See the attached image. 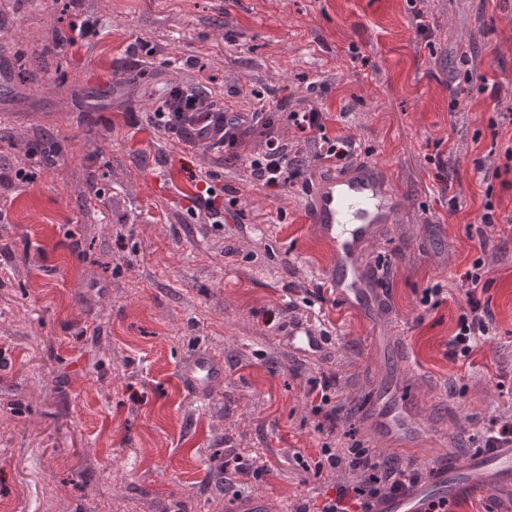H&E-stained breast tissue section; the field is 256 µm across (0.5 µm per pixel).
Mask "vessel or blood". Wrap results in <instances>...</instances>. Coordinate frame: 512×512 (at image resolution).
<instances>
[{
	"mask_svg": "<svg viewBox=\"0 0 512 512\" xmlns=\"http://www.w3.org/2000/svg\"><path fill=\"white\" fill-rule=\"evenodd\" d=\"M397 204L388 179L373 164L356 165L324 182L313 222L334 249L330 275L340 306L365 311L378 304L380 291L364 274L361 249L381 225L391 221ZM282 340L289 350L301 355L318 352L323 344L317 332L299 322L289 324ZM179 378L189 391L206 392L223 380L224 361L212 353L200 354L182 366ZM372 421L377 433L399 452L411 451L415 434L399 390L393 388L374 397ZM511 485L512 447L497 448L438 466L428 480L377 503L374 512H428L431 502L451 498L463 487L489 490Z\"/></svg>",
	"mask_w": 512,
	"mask_h": 512,
	"instance_id": "vessel-or-blood-1",
	"label": "vessel or blood"
}]
</instances>
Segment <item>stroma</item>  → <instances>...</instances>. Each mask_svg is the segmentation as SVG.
<instances>
[{
	"mask_svg": "<svg viewBox=\"0 0 512 512\" xmlns=\"http://www.w3.org/2000/svg\"><path fill=\"white\" fill-rule=\"evenodd\" d=\"M87 21L97 35L58 48ZM143 41L151 55L131 54ZM172 79L321 108L355 154L321 161L319 134L285 125L302 176L254 185L243 159L150 125ZM0 82V512H229L253 495L294 512L356 483L316 470L323 443L394 454L366 416L388 371L418 431L397 459L423 473L512 422V172L484 177L512 137V0H0ZM359 160L399 201L362 250L382 278L374 314L339 306L312 222L323 182ZM207 169L218 226L187 212ZM476 260L493 329L458 361ZM436 284L443 302L423 307ZM292 319L324 336L321 356L280 344ZM204 352L224 380L196 395L178 372ZM323 377L345 406L332 425L308 397ZM234 453L261 473L225 477Z\"/></svg>",
	"mask_w": 512,
	"mask_h": 512,
	"instance_id": "1",
	"label": "stroma"
}]
</instances>
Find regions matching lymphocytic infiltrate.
Instances as JSON below:
<instances>
[{
  "mask_svg": "<svg viewBox=\"0 0 512 512\" xmlns=\"http://www.w3.org/2000/svg\"><path fill=\"white\" fill-rule=\"evenodd\" d=\"M325 120V113L314 107L273 111L269 97L260 92L252 93L238 106L213 96L211 91L184 85L168 87L151 116L152 123L170 141L186 150L206 144L233 152L250 140L260 139L262 147L250 154L248 167L253 183L266 187L287 185L293 175L289 145L278 132L279 124L322 132ZM465 283L469 308L459 315L449 342V354L454 358L467 357L478 339L489 335L493 321L488 307L476 297L478 290L488 284L481 261L473 262ZM344 463L363 472L364 480L339 489L334 497L322 499L319 504L302 505L297 512H371L375 503L402 494L421 480L418 469L390 461L361 441L347 448H321L319 467L333 470Z\"/></svg>",
  "mask_w": 512,
  "mask_h": 512,
  "instance_id": "1",
  "label": "lymphocytic infiltrate"
}]
</instances>
